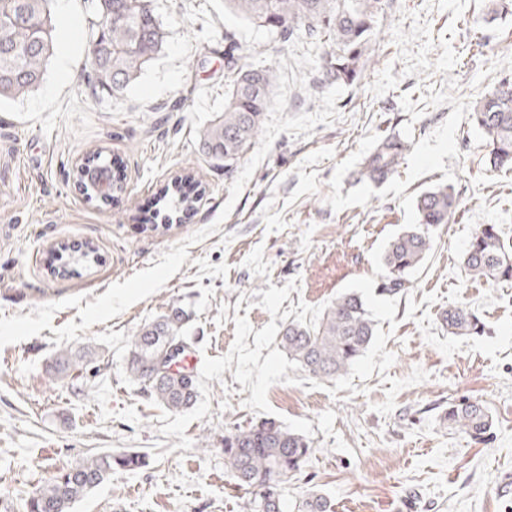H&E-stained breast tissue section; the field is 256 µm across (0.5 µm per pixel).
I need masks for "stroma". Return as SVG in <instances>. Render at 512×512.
Instances as JSON below:
<instances>
[{
  "label": "stroma",
  "mask_w": 512,
  "mask_h": 512,
  "mask_svg": "<svg viewBox=\"0 0 512 512\" xmlns=\"http://www.w3.org/2000/svg\"><path fill=\"white\" fill-rule=\"evenodd\" d=\"M78 40L67 79L49 58L43 82L0 105V512H23L54 473L105 451H138L146 467L113 472L73 512H243L245 494L224 464V436L260 421L226 369L208 380L210 411L160 434L161 404L126 372L128 337L171 305L190 315V352L228 353L234 319L316 321L351 279L372 275L371 251L416 223L419 194L452 186L459 206L434 232L424 263L397 296L385 348L388 374L428 380L402 389L387 416L373 411L380 374L337 395L274 384L272 409L311 422L313 453L283 491L285 512L308 493L333 512H512V281L472 279L464 253L480 225L512 238V170H494L470 122L474 103L512 75V8L490 0H386L372 59L350 85L324 81L328 45L256 26L224 0H151L165 32L160 53L121 94L91 78L93 0H70ZM241 63L274 66L275 104L231 169L202 152L198 132L224 110V36ZM400 139L402 164L385 182L361 175L377 142ZM101 149L124 179L103 204L73 172ZM200 202L183 222L156 228L175 177ZM93 243L96 258L61 274L59 245ZM295 282L277 316L258 292ZM462 306L473 336L442 317ZM87 346L98 364L57 376L56 354ZM478 399L492 423L480 438L449 431V403ZM160 462H153L154 454ZM443 322L448 327V332L454 335H472L481 331L475 316L465 307L449 309L443 317Z\"/></svg>",
  "instance_id": "stroma-1"
}]
</instances>
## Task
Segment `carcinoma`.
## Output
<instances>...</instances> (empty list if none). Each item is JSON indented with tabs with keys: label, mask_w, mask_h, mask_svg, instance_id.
Here are the masks:
<instances>
[{
	"label": "carcinoma",
	"mask_w": 512,
	"mask_h": 512,
	"mask_svg": "<svg viewBox=\"0 0 512 512\" xmlns=\"http://www.w3.org/2000/svg\"><path fill=\"white\" fill-rule=\"evenodd\" d=\"M49 0H0V100L18 98L37 88L54 50ZM225 6L254 24L277 31L283 38L303 29L309 37L326 36L327 77L352 84L370 58L383 0H225ZM101 17L90 56L95 82L120 93L138 78L160 52L164 32L150 0H97ZM227 83L224 112L204 127L200 145L207 157L228 169L257 140L264 117L273 104L276 72L271 67L236 65L237 44L224 36ZM473 125L484 135L490 151L489 165L512 169V88L503 87L482 97L470 113ZM405 146L395 138L381 140L365 159L361 175L378 181L401 163ZM457 207L446 186L422 192L416 199L417 223L393 237L383 252L385 267L381 291L396 295L409 274L427 258L433 228L448 223ZM469 274L486 282L512 280V240L497 225L483 224L472 236L464 254ZM188 315L170 306L156 319L130 336L126 372L144 386L159 404L172 412L191 408L197 401L195 377L172 369L174 348H188ZM448 332L472 335L481 331L475 316L464 307L443 317ZM375 333L373 319L363 299L342 293L314 325L289 323L281 337L288 358L314 377H339L364 354ZM97 362L91 351H63L54 369L59 374ZM448 427L468 435H482L491 427L487 408L478 400L464 399L448 406ZM312 454V443L280 424L265 420L224 436V460L236 484L247 491L245 512H284L283 485L302 471ZM145 456L116 451L94 454L77 465L57 472L24 501L25 512H71L73 505L102 485L115 470L136 471ZM328 498L310 493L297 512H331Z\"/></svg>",
	"instance_id": "1"
}]
</instances>
